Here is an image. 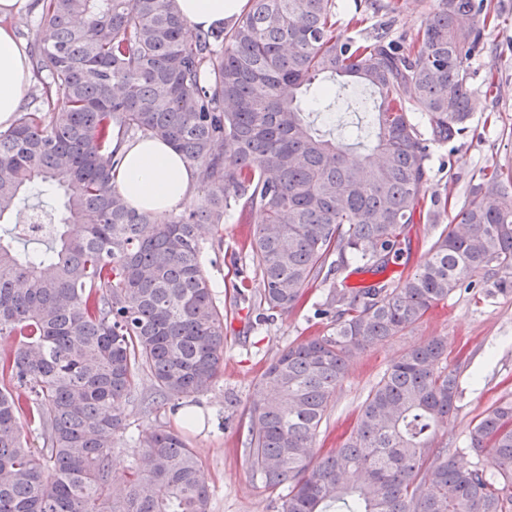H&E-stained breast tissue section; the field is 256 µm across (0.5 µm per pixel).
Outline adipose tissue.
Listing matches in <instances>:
<instances>
[{
  "label": "adipose tissue",
  "mask_w": 512,
  "mask_h": 512,
  "mask_svg": "<svg viewBox=\"0 0 512 512\" xmlns=\"http://www.w3.org/2000/svg\"><path fill=\"white\" fill-rule=\"evenodd\" d=\"M180 12L195 29L221 27L224 20L244 12L247 0H178ZM30 76L28 57L12 27L0 25V126H9L21 105ZM116 172L118 191L128 204L165 219L193 193L196 169L170 144L146 136L124 140Z\"/></svg>",
  "instance_id": "1"
}]
</instances>
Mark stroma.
<instances>
[{"label": "stroma", "instance_id": "stroma-1", "mask_svg": "<svg viewBox=\"0 0 512 512\" xmlns=\"http://www.w3.org/2000/svg\"><path fill=\"white\" fill-rule=\"evenodd\" d=\"M399 12L385 16L373 12L369 0H336V26L362 38L378 33L415 45L419 29L435 0H400ZM507 17L506 25L490 29L485 52L471 60L474 95L468 127L452 144L431 149L430 180L423 209L433 197L460 205L482 171L512 172V0H493ZM494 93H486L487 83ZM368 93L353 84L332 105L312 103V117L323 131L344 140L357 126H369ZM254 225L226 217L218 235L206 236L203 261L218 300L228 312L224 365L210 391L192 400L157 398L149 375H140L132 396L123 405L124 428L115 437L113 470L124 477L139 459L140 440L159 427L183 432L200 458L209 483L211 512H279L276 492L263 486L246 464L247 417L253 386L274 356L296 340L324 332L308 322L307 308L322 301L328 283H310L304 308L273 324H256L257 297L234 303L233 286L240 278L249 285L257 279L241 244ZM435 234L430 221L417 217L405 225L401 251L385 275L405 279L427 256ZM448 341V365L458 369L463 388L459 410L438 433L439 441L457 448V461L473 466L477 455L466 446L476 417L503 399H512V295L489 296L482 288L458 291L434 306L424 320L404 336L354 358L337 387L317 438L318 447L336 448L356 422L362 402L380 380L390 361L402 349L435 337Z\"/></svg>", "mask_w": 512, "mask_h": 512}]
</instances>
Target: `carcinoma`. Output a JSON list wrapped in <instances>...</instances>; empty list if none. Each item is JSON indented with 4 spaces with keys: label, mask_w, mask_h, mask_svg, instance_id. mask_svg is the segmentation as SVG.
Masks as SVG:
<instances>
[{
    "label": "carcinoma",
    "mask_w": 512,
    "mask_h": 512,
    "mask_svg": "<svg viewBox=\"0 0 512 512\" xmlns=\"http://www.w3.org/2000/svg\"><path fill=\"white\" fill-rule=\"evenodd\" d=\"M33 33L40 104L0 131V220L48 219L20 251L0 223V512H209L210 487L184 436L161 427L140 465L112 478L122 406L146 372L165 400L207 392L224 360V308L204 270L205 235L236 212L258 321L300 304L326 333L292 343L254 385L248 462L288 486L280 512H512V399L482 413L459 467L437 431L458 410V373L435 337L400 352L339 448L317 437L352 359L416 327L456 291L512 294V176L483 173L427 258L403 281L350 287L347 256L383 270L424 199L428 143L471 117L469 58L502 13L491 0H436L418 45L336 28L335 0H248L224 27L192 29L175 0H41ZM351 77L373 99L372 145L318 132L288 89ZM426 120L429 137L409 112ZM168 142L198 170L203 200L168 221L116 189L112 140ZM52 202L31 207L32 195ZM41 431L33 448L30 426Z\"/></svg>",
    "instance_id": "1"
}]
</instances>
